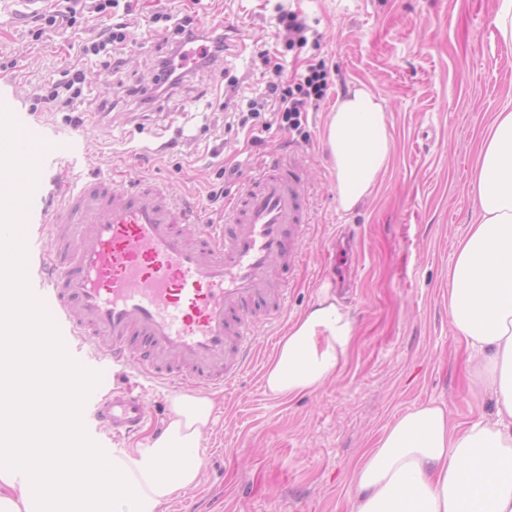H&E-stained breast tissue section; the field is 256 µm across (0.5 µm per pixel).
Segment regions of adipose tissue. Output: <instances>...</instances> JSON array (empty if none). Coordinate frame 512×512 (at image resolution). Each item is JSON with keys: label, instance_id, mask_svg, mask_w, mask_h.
<instances>
[{"label": "adipose tissue", "instance_id": "1", "mask_svg": "<svg viewBox=\"0 0 512 512\" xmlns=\"http://www.w3.org/2000/svg\"><path fill=\"white\" fill-rule=\"evenodd\" d=\"M325 144L343 210L359 205L389 164L391 137L378 96L354 87L329 114ZM478 220L460 241L448 274V316L464 346L474 390L489 394L492 414L454 423L435 404L389 423L352 473L349 512H512V111L484 132L472 181ZM356 326L323 285L291 325L264 375L267 394L282 398L323 385L345 365ZM215 402L203 394L172 397L161 433L138 448L78 456L69 435L52 449L40 442L0 458V512H46L41 490L83 512H111L127 491L130 512H161L197 485L201 438ZM52 465L24 481L19 466L44 456Z\"/></svg>", "mask_w": 512, "mask_h": 512}]
</instances>
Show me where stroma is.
I'll return each instance as SVG.
<instances>
[{
	"label": "stroma",
	"mask_w": 512,
	"mask_h": 512,
	"mask_svg": "<svg viewBox=\"0 0 512 512\" xmlns=\"http://www.w3.org/2000/svg\"><path fill=\"white\" fill-rule=\"evenodd\" d=\"M121 2L130 8L131 40L111 54L86 56L83 46L102 32L93 0L72 27L42 25L16 0H0V75L12 79L34 123L58 139L76 134L84 142L68 177L110 174L132 155L134 168L114 190L150 172L220 224L252 162L291 147L305 158L315 213L303 262L288 275L286 313L258 337L253 362L233 386L212 394L201 475L183 499L196 512H348L352 473L394 418L428 403L444 405L457 423L494 411L489 394H471L466 385L462 346L449 324L448 272L476 221L471 180L481 131L512 109V46L490 23L497 0ZM289 12L308 27L304 47L288 46L281 17ZM157 13H188L224 28L230 49L137 121L135 99L118 92L155 79L152 61L167 50L152 32ZM264 52L281 74L263 65ZM318 62L330 89L299 130L226 129L221 105L229 78H238L245 103L274 78L294 82ZM74 69L85 80L73 109L35 105L36 95ZM355 86L379 96L392 153L372 193L347 213L336 200L323 134L340 95ZM326 282L356 320L347 362L317 389L272 398L263 386L266 368Z\"/></svg>",
	"instance_id": "stroma-1"
}]
</instances>
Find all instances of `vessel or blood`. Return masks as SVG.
Instances as JSON below:
<instances>
[{
	"label": "vessel or blood",
	"mask_w": 512,
	"mask_h": 512,
	"mask_svg": "<svg viewBox=\"0 0 512 512\" xmlns=\"http://www.w3.org/2000/svg\"><path fill=\"white\" fill-rule=\"evenodd\" d=\"M0 109L25 129L10 78ZM304 160L291 151L260 165L220 224L191 216L154 176L116 192L111 178L61 180L41 212L48 245L31 291L57 325L69 356L108 382L113 367L149 382L210 391L230 386L255 340L288 303L276 267L294 268L311 218ZM97 426L128 438L146 408L134 387L92 391Z\"/></svg>",
	"instance_id": "1"
}]
</instances>
